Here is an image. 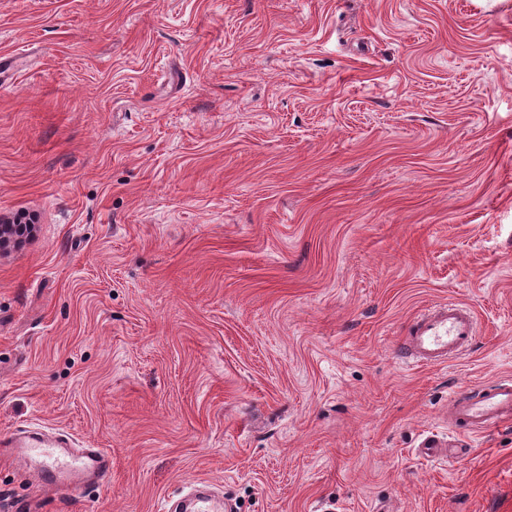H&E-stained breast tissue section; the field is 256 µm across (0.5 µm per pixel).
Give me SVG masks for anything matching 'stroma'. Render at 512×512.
Listing matches in <instances>:
<instances>
[{
	"mask_svg": "<svg viewBox=\"0 0 512 512\" xmlns=\"http://www.w3.org/2000/svg\"><path fill=\"white\" fill-rule=\"evenodd\" d=\"M0 434L112 454L37 512H512V0H0ZM468 304L477 345L396 357ZM37 494L0 464V512ZM476 337V318L462 303L448 302L418 314L406 333L403 362L438 366L465 353ZM448 419L465 435H482L512 421V380L479 384L473 392L452 391L448 398ZM447 440L437 434L427 435L423 438L418 446L417 452L419 455L426 458H444L448 457V460L455 457L458 448H446Z\"/></svg>",
	"mask_w": 512,
	"mask_h": 512,
	"instance_id": "stroma-1",
	"label": "stroma"
}]
</instances>
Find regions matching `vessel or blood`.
<instances>
[{
	"label": "vessel or blood",
	"instance_id": "1",
	"mask_svg": "<svg viewBox=\"0 0 512 512\" xmlns=\"http://www.w3.org/2000/svg\"><path fill=\"white\" fill-rule=\"evenodd\" d=\"M476 337V318L462 303L448 302L414 317L403 343L406 364L438 366L465 353ZM448 418L465 435H482L512 422V380L479 384L473 392H451ZM426 458H452L455 449L435 434L418 446ZM0 461L24 462L32 467L34 484L51 494H77L84 486L112 472V458L100 448H78L65 434L52 437L26 431L0 437Z\"/></svg>",
	"mask_w": 512,
	"mask_h": 512
}]
</instances>
